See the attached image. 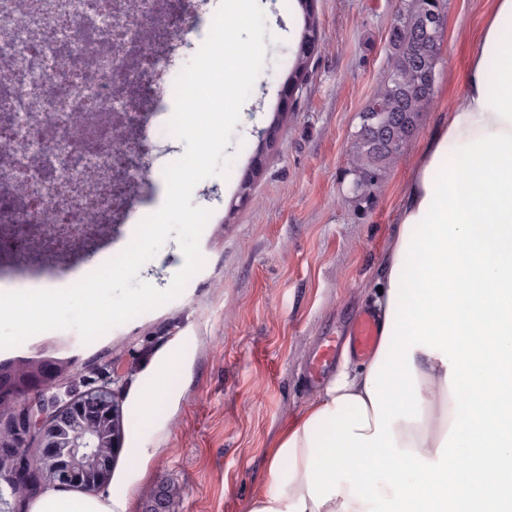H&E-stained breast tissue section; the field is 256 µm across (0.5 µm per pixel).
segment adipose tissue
I'll use <instances>...</instances> for the list:
<instances>
[{
    "label": "adipose tissue",
    "instance_id": "obj_1",
    "mask_svg": "<svg viewBox=\"0 0 512 512\" xmlns=\"http://www.w3.org/2000/svg\"><path fill=\"white\" fill-rule=\"evenodd\" d=\"M395 224L378 350L286 423L250 512H512V0H493ZM180 370L158 355L137 420ZM463 382L478 409L458 400ZM130 498L122 481L48 488L29 512H128Z\"/></svg>",
    "mask_w": 512,
    "mask_h": 512
}]
</instances>
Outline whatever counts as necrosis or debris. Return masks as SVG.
Returning a JSON list of instances; mask_svg holds the SVG:
<instances>
[{
    "label": "necrosis or debris",
    "instance_id": "necrosis-or-debris-1",
    "mask_svg": "<svg viewBox=\"0 0 512 512\" xmlns=\"http://www.w3.org/2000/svg\"><path fill=\"white\" fill-rule=\"evenodd\" d=\"M0 0V224L13 225V247L32 241L58 243L60 226L71 239L85 233L86 209L103 213L127 208L144 170L124 169L135 154L153 148L148 122L166 112L165 92L151 79L162 63L161 46L186 39L200 21L187 0ZM104 46L102 65L87 69V43ZM117 112L135 139L113 145L108 133L89 144L75 129L74 112ZM84 187L86 197L69 207L45 198L30 210L21 198L27 185Z\"/></svg>",
    "mask_w": 512,
    "mask_h": 512
}]
</instances>
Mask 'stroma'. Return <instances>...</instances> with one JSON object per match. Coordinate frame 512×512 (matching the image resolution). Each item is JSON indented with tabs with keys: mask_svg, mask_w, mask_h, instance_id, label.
Returning a JSON list of instances; mask_svg holds the SVG:
<instances>
[{
	"mask_svg": "<svg viewBox=\"0 0 512 512\" xmlns=\"http://www.w3.org/2000/svg\"><path fill=\"white\" fill-rule=\"evenodd\" d=\"M265 65L227 146L229 177L194 189V205L212 215L200 238L203 268L175 300L112 328L92 343L71 329L43 332L23 345L0 349V364L18 370L51 363L72 392L94 372L121 376L123 441L152 448L145 473L125 475L116 457L113 478L133 485L129 512H152L167 488L177 491L168 512H248L269 480L270 450L285 423L300 415L340 371L359 357H337L320 378L308 366L325 337L345 338L353 320L371 309L373 283L392 240L403 186L417 157L452 101L463 92L474 36L491 0H445L435 91L414 137L387 171L372 202L350 192V152L359 114L384 85L390 34L408 0H313L318 46L299 92L283 102L303 26L295 0H266ZM278 122L246 202H238L259 134ZM155 117L157 142L149 180L135 193V222L97 227L112 253L121 252L137 220L166 197L164 168L185 152ZM185 263L176 239L146 262L139 278L170 286ZM167 350L184 359L171 396L152 420L135 425L129 412L133 384Z\"/></svg>",
	"mask_w": 512,
	"mask_h": 512,
	"instance_id": "stroma-1",
	"label": "stroma"
}]
</instances>
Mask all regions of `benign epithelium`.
<instances>
[{"mask_svg": "<svg viewBox=\"0 0 512 512\" xmlns=\"http://www.w3.org/2000/svg\"><path fill=\"white\" fill-rule=\"evenodd\" d=\"M78 127L91 131L105 126L124 129L116 114L79 112ZM397 121L387 117L377 125L363 117L361 133L372 142L383 131L395 128ZM117 373L86 390L61 401L51 394L55 383L48 380L34 389V397L11 412L0 411V446L7 452L0 458L8 462L14 484L33 494L40 484L92 490L108 483L111 458L121 448L122 412L114 385Z\"/></svg>", "mask_w": 512, "mask_h": 512, "instance_id": "7a95c632", "label": "benign epithelium"}]
</instances>
